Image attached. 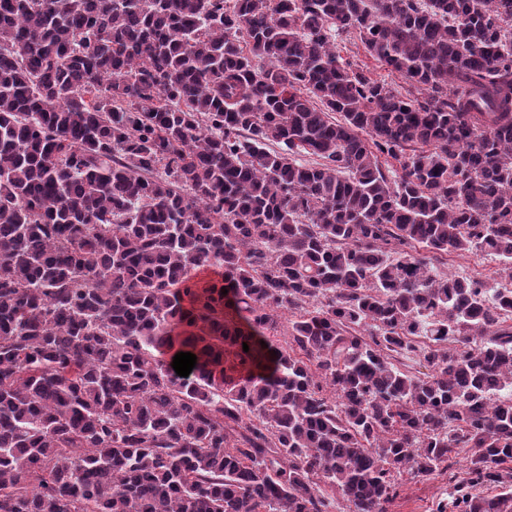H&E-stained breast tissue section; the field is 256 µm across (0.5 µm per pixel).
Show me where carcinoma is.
I'll return each instance as SVG.
<instances>
[{"mask_svg":"<svg viewBox=\"0 0 512 512\" xmlns=\"http://www.w3.org/2000/svg\"><path fill=\"white\" fill-rule=\"evenodd\" d=\"M450 252L512 280V0H0V512L508 485L512 288ZM354 40H346L344 36L336 37V53L344 62L352 63L353 67L363 68L364 74L374 81L393 86L400 83L398 76L391 73L385 65L367 56L360 41ZM438 271L460 278L478 279L499 288L505 281L499 275L501 264L497 258L486 254H448L438 263ZM457 452L447 471L436 472L424 480H413L407 475L399 480L397 493L387 505V512H437L446 504V512H458L451 506L452 499L448 492L467 478L470 451L468 448H458Z\"/></svg>","mask_w":512,"mask_h":512,"instance_id":"carcinoma-1","label":"carcinoma"}]
</instances>
